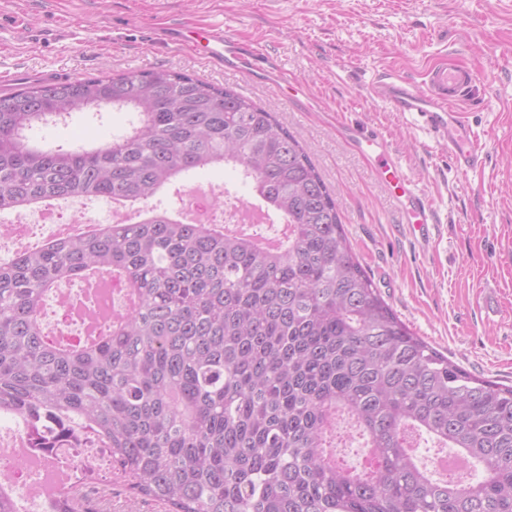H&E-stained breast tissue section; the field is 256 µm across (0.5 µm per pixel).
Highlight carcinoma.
Returning a JSON list of instances; mask_svg holds the SVG:
<instances>
[{
	"label": "carcinoma",
	"mask_w": 512,
	"mask_h": 512,
	"mask_svg": "<svg viewBox=\"0 0 512 512\" xmlns=\"http://www.w3.org/2000/svg\"><path fill=\"white\" fill-rule=\"evenodd\" d=\"M110 106L129 129L97 145L44 147L36 130ZM238 169L276 251L184 224L149 203L179 177ZM145 207L0 262V412L49 448L94 427L134 494L167 512H512V385L476 377L398 317L354 253L340 205L300 140L233 89L172 70L31 83L0 95V211L69 198ZM112 269L138 295L97 340L42 333L46 293ZM376 450L360 473L332 458L338 415ZM484 477L438 480L421 435ZM0 479V512H15ZM62 494L56 512H82Z\"/></svg>",
	"instance_id": "obj_1"
}]
</instances>
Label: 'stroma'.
<instances>
[{
    "label": "stroma",
    "mask_w": 512,
    "mask_h": 512,
    "mask_svg": "<svg viewBox=\"0 0 512 512\" xmlns=\"http://www.w3.org/2000/svg\"><path fill=\"white\" fill-rule=\"evenodd\" d=\"M230 25L303 86L324 111L284 103L161 40L175 24ZM473 70L469 121L483 135V169L464 176L418 115L389 111L365 87L391 70L419 81L426 66ZM170 69L228 86L297 133L342 207L358 260L399 318L466 371L512 385V0H0V77H66ZM386 135L439 226L430 247L407 236L337 118ZM125 122L74 117L44 128L50 145L99 142ZM84 492L104 512H164L123 483Z\"/></svg>",
    "instance_id": "35a3bbf8"
}]
</instances>
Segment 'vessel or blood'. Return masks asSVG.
<instances>
[{"mask_svg":"<svg viewBox=\"0 0 512 512\" xmlns=\"http://www.w3.org/2000/svg\"><path fill=\"white\" fill-rule=\"evenodd\" d=\"M163 40L190 49L212 67L247 79L259 77L277 88L282 85L278 69L264 67V54L254 45L233 38L229 27L224 25L173 26L165 29ZM474 82L475 76L469 69L438 64L428 67L417 84L394 73L380 74L371 83L369 95L391 111L420 116L447 149L457 170L467 174L481 170L485 162L480 134L470 124L467 114ZM336 131L352 150L370 161L374 179L395 203L410 233L419 242L429 243L438 225L436 212L407 175L400 156L388 140L380 133L348 123L337 124Z\"/></svg>","mask_w":512,"mask_h":512,"instance_id":"vessel-or-blood-1","label":"vessel or blood"}]
</instances>
